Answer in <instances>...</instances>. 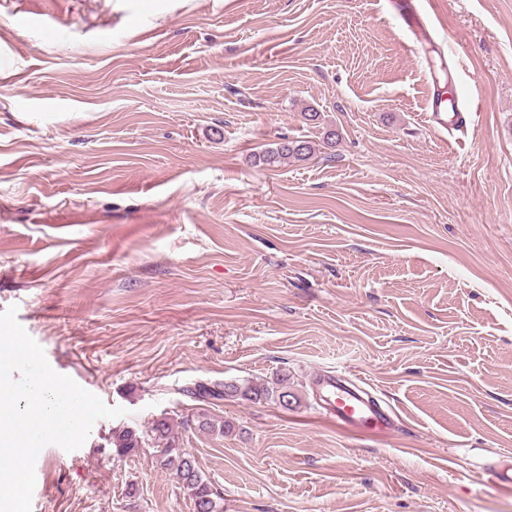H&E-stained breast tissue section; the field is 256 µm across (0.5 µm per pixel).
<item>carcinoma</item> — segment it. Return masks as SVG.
<instances>
[{"mask_svg":"<svg viewBox=\"0 0 512 512\" xmlns=\"http://www.w3.org/2000/svg\"><path fill=\"white\" fill-rule=\"evenodd\" d=\"M317 151V144L311 140H294L284 137L274 148H268L255 157V162L264 167H277L293 158L306 161ZM195 401L213 404L229 398L251 402L273 401L279 405L295 406L298 396L288 390V375L284 374L276 381L255 383L249 380H230L222 383H199L186 390ZM185 429L194 426L200 430L218 431L223 434L232 430L228 422L215 424L208 415L201 412L192 418L181 421ZM158 446L161 463L172 471L175 481L186 490L193 503V512H224V499L214 489L210 481L202 474L196 459L180 446L178 437L173 433V421L167 414L154 419L145 434L126 428L112 433L111 444L119 456L136 453L148 444Z\"/></svg>","mask_w":512,"mask_h":512,"instance_id":"1","label":"carcinoma"}]
</instances>
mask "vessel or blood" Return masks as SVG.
<instances>
[{"label":"vessel or blood","mask_w":512,"mask_h":512,"mask_svg":"<svg viewBox=\"0 0 512 512\" xmlns=\"http://www.w3.org/2000/svg\"><path fill=\"white\" fill-rule=\"evenodd\" d=\"M401 14L407 28L418 41L427 40L429 33L413 0H390ZM314 386L320 391L337 425L357 433L395 431L397 422L394 413L381 407L372 394L363 387L348 382L340 375L315 374Z\"/></svg>","instance_id":"vessel-or-blood-1"}]
</instances>
